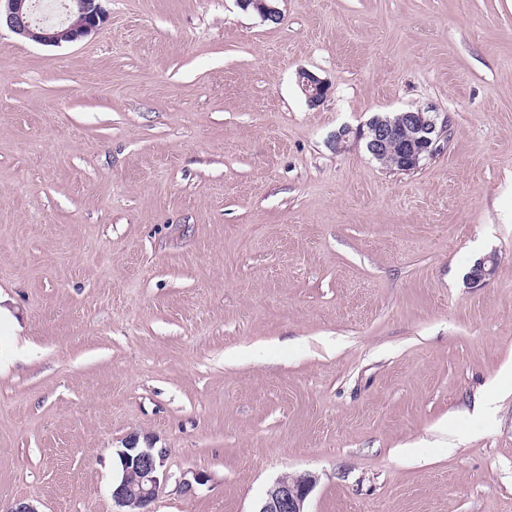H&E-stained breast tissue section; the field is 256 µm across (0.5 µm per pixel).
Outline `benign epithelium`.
<instances>
[{"mask_svg": "<svg viewBox=\"0 0 512 512\" xmlns=\"http://www.w3.org/2000/svg\"><path fill=\"white\" fill-rule=\"evenodd\" d=\"M0 9V25L15 35L43 46H59L62 38L75 42L96 33L105 23L106 14L100 0H65L58 25H47L36 16L33 0H4ZM277 0H239L245 9L253 8L263 19L277 23L281 12ZM299 85L307 103L318 106L326 97L328 85L316 75L303 71ZM448 119L438 120V113L429 109L407 110L397 118L375 116L366 127L352 131L342 127L336 131V149L347 147L350 135L365 140L366 150L373 157H393L399 169H417L438 151V142L447 131ZM122 477L112 484V500L119 512H150L149 505L159 493L160 473L166 449L127 447L117 450ZM315 485L309 474L283 477L269 487L259 512H305L304 504Z\"/></svg>", "mask_w": 512, "mask_h": 512, "instance_id": "1", "label": "benign epithelium"}]
</instances>
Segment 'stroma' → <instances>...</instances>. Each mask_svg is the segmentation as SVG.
Listing matches in <instances>:
<instances>
[{"label": "stroma", "mask_w": 512, "mask_h": 512, "mask_svg": "<svg viewBox=\"0 0 512 512\" xmlns=\"http://www.w3.org/2000/svg\"><path fill=\"white\" fill-rule=\"evenodd\" d=\"M102 5L0 31V504L113 512L137 435L153 512H512V0ZM427 108L414 171L330 145ZM101 0H67L58 24L47 25L36 16L32 0H1L0 29L2 24L15 35L43 46H60L66 34L68 42H75L95 34L105 23L106 14ZM2 2L6 9L2 10ZM57 26L64 30L56 29ZM299 85L307 103L311 107L319 106L328 92L327 83L307 71H302L299 74ZM314 485L309 474L280 478L267 490L258 512H307L304 504Z\"/></svg>", "instance_id": "stroma-1"}]
</instances>
